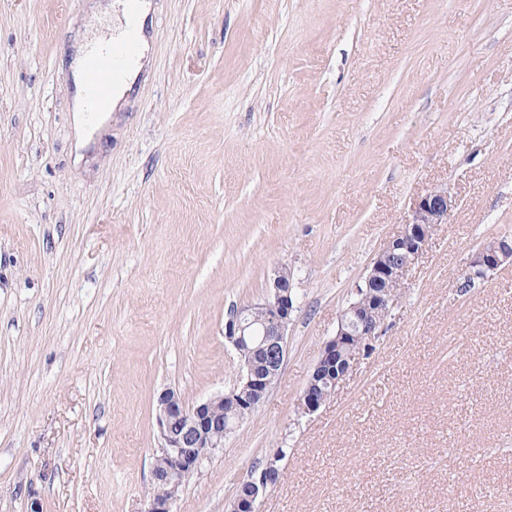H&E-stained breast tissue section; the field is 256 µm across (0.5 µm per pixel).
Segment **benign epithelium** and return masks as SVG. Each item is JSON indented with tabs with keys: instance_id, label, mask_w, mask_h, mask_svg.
Masks as SVG:
<instances>
[{
	"instance_id": "benign-epithelium-1",
	"label": "benign epithelium",
	"mask_w": 512,
	"mask_h": 512,
	"mask_svg": "<svg viewBox=\"0 0 512 512\" xmlns=\"http://www.w3.org/2000/svg\"><path fill=\"white\" fill-rule=\"evenodd\" d=\"M453 201L448 190L435 187L421 196L409 222L388 240L372 259L368 272L356 283L351 299L341 311L336 333L324 342L299 398V411L314 414L335 392L361 358L374 350L399 298L406 275L429 246L431 236L448 219ZM512 263V236L499 235L485 242L465 262L464 281L488 279ZM294 274L288 265L278 267L261 303L230 311L224 340L239 355L237 383L192 407L177 392L167 390L158 399L155 420L161 441L153 466V482L163 490L148 496L145 512H173L177 496L168 485L196 473L203 462L224 447V435L234 431L263 402L272 378L280 374L287 353V330L295 310ZM262 353L265 370L257 371L253 357ZM246 483L252 495H235L228 512H257L272 485L264 469Z\"/></svg>"
}]
</instances>
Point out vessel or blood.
<instances>
[{"mask_svg": "<svg viewBox=\"0 0 512 512\" xmlns=\"http://www.w3.org/2000/svg\"><path fill=\"white\" fill-rule=\"evenodd\" d=\"M125 34L107 47L89 52L85 62L88 77V110L97 113L108 104L114 86L123 80L139 50V17L142 0H123Z\"/></svg>", "mask_w": 512, "mask_h": 512, "instance_id": "1", "label": "vessel or blood"}]
</instances>
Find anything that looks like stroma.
<instances>
[{"label": "stroma", "mask_w": 512, "mask_h": 512, "mask_svg": "<svg viewBox=\"0 0 512 512\" xmlns=\"http://www.w3.org/2000/svg\"><path fill=\"white\" fill-rule=\"evenodd\" d=\"M113 0H0V512H144L159 394L231 387L233 307L294 272L264 402L179 492L227 512H512V0H151L147 62L77 149V47ZM456 204L375 350L301 391L417 200ZM483 489L493 498H480ZM506 263H512V236L499 235L485 242L467 259L463 273L464 282L488 279ZM242 483H248L252 488V495L244 498L239 495H247L248 486L241 485L238 487L233 500L229 504L228 512H254L258 511L262 501L267 495V488L272 485L271 474L268 469L260 471L258 474L254 472L251 477ZM241 483V484H242Z\"/></svg>", "instance_id": "obj_1"}]
</instances>
